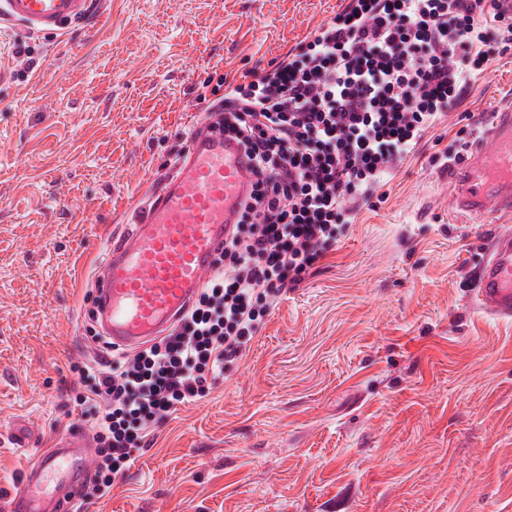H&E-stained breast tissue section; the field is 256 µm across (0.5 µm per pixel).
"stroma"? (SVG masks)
Segmentation results:
<instances>
[{"instance_id": "1", "label": "stroma", "mask_w": 512, "mask_h": 512, "mask_svg": "<svg viewBox=\"0 0 512 512\" xmlns=\"http://www.w3.org/2000/svg\"><path fill=\"white\" fill-rule=\"evenodd\" d=\"M347 3L99 0L60 35L0 24V512L35 451L93 432L76 368L123 356L92 318L109 237L223 81ZM467 82L384 202L87 512H512V320L473 300L501 222L458 211L437 161L512 106V49Z\"/></svg>"}]
</instances>
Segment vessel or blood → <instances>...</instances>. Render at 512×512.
<instances>
[{
	"instance_id": "1",
	"label": "vessel or blood",
	"mask_w": 512,
	"mask_h": 512,
	"mask_svg": "<svg viewBox=\"0 0 512 512\" xmlns=\"http://www.w3.org/2000/svg\"><path fill=\"white\" fill-rule=\"evenodd\" d=\"M92 0H0V20L57 35L84 20ZM453 203L479 217L512 215V108L493 113L484 141L452 165ZM250 189L234 140L197 126L172 173L152 190L131 229L113 235L95 288L94 313L113 347L135 351L165 335L193 304L239 219ZM477 303L512 318V229L492 238ZM78 428L42 449L24 472L9 512H66L89 464Z\"/></svg>"
}]
</instances>
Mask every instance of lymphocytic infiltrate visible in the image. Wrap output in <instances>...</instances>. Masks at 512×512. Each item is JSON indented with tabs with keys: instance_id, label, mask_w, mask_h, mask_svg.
<instances>
[{
	"instance_id": "obj_1",
	"label": "lymphocytic infiltrate",
	"mask_w": 512,
	"mask_h": 512,
	"mask_svg": "<svg viewBox=\"0 0 512 512\" xmlns=\"http://www.w3.org/2000/svg\"><path fill=\"white\" fill-rule=\"evenodd\" d=\"M511 47L512 17L495 0H349L299 52L228 84L212 127L248 161L240 222L170 334L83 369L76 402L94 414L100 449L79 503L107 496L133 449L246 354L284 292L463 97L467 75Z\"/></svg>"
}]
</instances>
